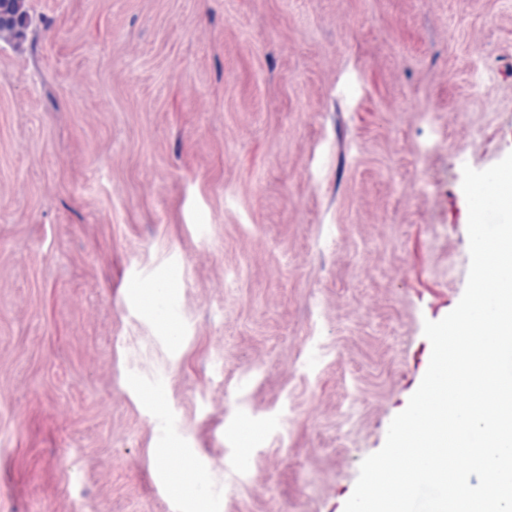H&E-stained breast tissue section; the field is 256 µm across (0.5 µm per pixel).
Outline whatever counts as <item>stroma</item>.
Masks as SVG:
<instances>
[{
    "label": "stroma",
    "mask_w": 512,
    "mask_h": 512,
    "mask_svg": "<svg viewBox=\"0 0 512 512\" xmlns=\"http://www.w3.org/2000/svg\"><path fill=\"white\" fill-rule=\"evenodd\" d=\"M29 7L0 512H344L464 293L462 168L512 153V0Z\"/></svg>",
    "instance_id": "stroma-1"
}]
</instances>
